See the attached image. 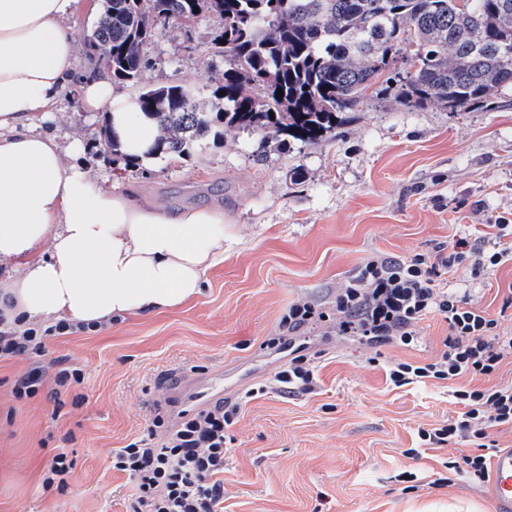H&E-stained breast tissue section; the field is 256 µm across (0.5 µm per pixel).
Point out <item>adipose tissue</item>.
I'll use <instances>...</instances> for the list:
<instances>
[{"label":"adipose tissue","instance_id":"adipose-tissue-1","mask_svg":"<svg viewBox=\"0 0 512 512\" xmlns=\"http://www.w3.org/2000/svg\"><path fill=\"white\" fill-rule=\"evenodd\" d=\"M78 0H0V261L21 265L0 280V318L103 324L151 314L200 292L224 258V215L168 214L138 206L85 166L66 164L53 135L25 130L50 117L73 71ZM125 153L143 156L155 128L100 82L83 89Z\"/></svg>","mask_w":512,"mask_h":512}]
</instances>
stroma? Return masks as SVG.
Here are the masks:
<instances>
[{
  "mask_svg": "<svg viewBox=\"0 0 512 512\" xmlns=\"http://www.w3.org/2000/svg\"><path fill=\"white\" fill-rule=\"evenodd\" d=\"M216 17L191 35L163 30L145 48L152 64L142 84L190 82L208 95L228 62L213 55ZM73 82L54 109L63 120L32 119L64 153L118 192L161 205L223 211L224 258L205 273L201 291L151 315L113 318L98 332L52 338L50 357L81 369L84 381L58 400L12 395L34 358L0 362V512H125L132 492L113 470L112 451L141 434L156 410L195 408L194 391L233 398L271 378L287 350L268 346L288 305L302 297L327 305L370 255L407 258L447 248L455 235H497L512 225V89L494 102L455 114L423 110L367 92L337 138L287 145L260 132H236L194 157L130 168L103 141V120L82 101L83 81L98 69L78 50ZM449 287L497 319L512 336V261L472 275L459 266ZM447 323L420 321L411 344L363 345L307 333L326 350L321 391L312 397L262 396L243 407L224 462V512H448L449 505L496 512L485 481L449 470L476 453L463 440L421 444L459 406L453 383L389 385L385 367L442 354ZM72 468L64 491L42 487L52 456Z\"/></svg>",
  "mask_w": 512,
  "mask_h": 512,
  "instance_id": "obj_1",
  "label": "stroma"
}]
</instances>
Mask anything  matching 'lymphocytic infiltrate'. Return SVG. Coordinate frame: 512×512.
<instances>
[{
	"instance_id": "f902f5d3",
	"label": "lymphocytic infiltrate",
	"mask_w": 512,
	"mask_h": 512,
	"mask_svg": "<svg viewBox=\"0 0 512 512\" xmlns=\"http://www.w3.org/2000/svg\"><path fill=\"white\" fill-rule=\"evenodd\" d=\"M512 260V244L482 246L470 235L459 236L447 251L409 258L374 254L337 288L330 307L301 299L289 305L273 345L286 348L288 363L268 384L246 390L237 400H219L199 411H183L176 423L156 414L142 435L113 449V470L125 473L136 492L126 512H224V461L233 441L231 430L243 406L260 395L295 397L316 393L318 374L299 335L317 324L334 321L336 333L370 345L408 342L416 325L429 315L448 324L445 350L427 363L397 362L387 371L395 387L428 379L472 380L452 396L456 416L430 429H420L425 445H448L462 439L482 444L492 428L512 426V385L485 386L502 364L512 359V336L500 335L498 322L485 310L448 289L444 274L470 264L472 274ZM74 325L55 322L24 331L0 330V361L45 357L51 338L74 332ZM81 369L54 358L15 379V399L34 397L49 386L50 398L82 384Z\"/></svg>"
}]
</instances>
